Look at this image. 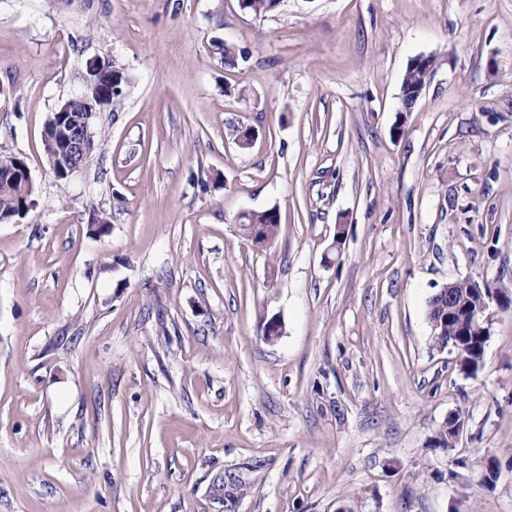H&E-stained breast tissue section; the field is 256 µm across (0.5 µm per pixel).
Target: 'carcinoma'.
<instances>
[{"mask_svg": "<svg viewBox=\"0 0 512 512\" xmlns=\"http://www.w3.org/2000/svg\"><path fill=\"white\" fill-rule=\"evenodd\" d=\"M425 70L408 65L403 77L402 88L409 91L425 80ZM22 161L18 155L0 154V223H8L27 212L28 204L34 201L35 186L15 176L13 170ZM280 216L277 208L250 210L240 215L239 227L242 235L259 248L271 244L278 236ZM484 296V290L468 280L451 282L450 292L435 293L428 303L427 317L432 324L434 343L446 346L451 338L459 335L457 325L464 324L468 332V344L457 354L460 370L474 376L481 369L485 339L488 331L480 322H471L472 312L477 301ZM446 315L444 325L434 324V320Z\"/></svg>", "mask_w": 512, "mask_h": 512, "instance_id": "1", "label": "carcinoma"}]
</instances>
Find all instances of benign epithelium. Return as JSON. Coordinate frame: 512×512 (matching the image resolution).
Here are the masks:
<instances>
[{
  "label": "benign epithelium",
  "mask_w": 512,
  "mask_h": 512,
  "mask_svg": "<svg viewBox=\"0 0 512 512\" xmlns=\"http://www.w3.org/2000/svg\"><path fill=\"white\" fill-rule=\"evenodd\" d=\"M82 98H102L114 89L115 70L113 62L97 59L87 69L83 78ZM97 109L91 108L76 121H60L43 133L50 170L55 177H69L81 169L95 150L94 120Z\"/></svg>",
  "instance_id": "1"
}]
</instances>
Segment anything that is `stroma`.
<instances>
[{"instance_id": "stroma-1", "label": "stroma", "mask_w": 512, "mask_h": 512, "mask_svg": "<svg viewBox=\"0 0 512 512\" xmlns=\"http://www.w3.org/2000/svg\"><path fill=\"white\" fill-rule=\"evenodd\" d=\"M97 58L127 94L59 180L44 122ZM0 153L36 187L0 223V512H512V307L473 377L427 320L512 297V0H0ZM280 216L276 207L250 210L240 215L239 227L242 235L259 248L271 244L278 236ZM259 232L254 235V230ZM477 283L479 288L468 280H457L450 282L452 285L450 288V294L453 298L448 302V293L443 291L435 293L428 303L427 317L432 327L434 343L438 346H447L451 342L452 337L458 336L461 332L457 330V325L464 322V330L468 332V341L464 350L459 351L457 355V362L460 370L467 376H475L481 369L485 346L484 343L487 339L483 336H488V331L484 329V326L480 321H476L477 318H483V313L488 307L490 301H496L499 305L506 303L502 294L496 293L491 288L490 293L486 290V299L478 311V314L474 316V324H471L472 312L477 308V301L484 296L485 284ZM482 285V286H481ZM483 287V288H482ZM486 289V288H485ZM450 311L448 313V310ZM448 314V323H444V327L441 326L440 321L438 325H434L436 318H441L442 315ZM482 323L485 324L484 318Z\"/></svg>"}]
</instances>
